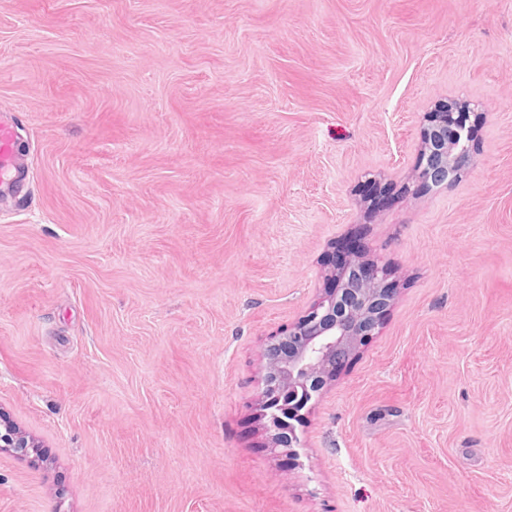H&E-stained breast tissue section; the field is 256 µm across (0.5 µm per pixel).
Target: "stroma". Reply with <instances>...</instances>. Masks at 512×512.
Listing matches in <instances>:
<instances>
[{"instance_id": "stroma-1", "label": "stroma", "mask_w": 512, "mask_h": 512, "mask_svg": "<svg viewBox=\"0 0 512 512\" xmlns=\"http://www.w3.org/2000/svg\"><path fill=\"white\" fill-rule=\"evenodd\" d=\"M2 118L0 512H512V0H0ZM349 236L396 293L293 459L264 348ZM430 112L424 130L418 179L424 185H448L470 161L474 124L470 112ZM15 131L11 124L0 122V185L5 179L7 187L23 175V166L14 147ZM0 448H12L16 454L26 455L29 448H37V445L0 412Z\"/></svg>"}]
</instances>
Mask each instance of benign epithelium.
<instances>
[{
	"instance_id": "7a95c632",
	"label": "benign epithelium",
	"mask_w": 512,
	"mask_h": 512,
	"mask_svg": "<svg viewBox=\"0 0 512 512\" xmlns=\"http://www.w3.org/2000/svg\"><path fill=\"white\" fill-rule=\"evenodd\" d=\"M423 137L418 179L424 185L449 184L470 161V113H430ZM325 267L317 300L265 349L262 416L274 439L293 456L300 446L295 423L336 376V353H353L367 341L393 297L384 267L355 263L343 245L334 248ZM33 447V441L0 413V448L26 455Z\"/></svg>"
}]
</instances>
